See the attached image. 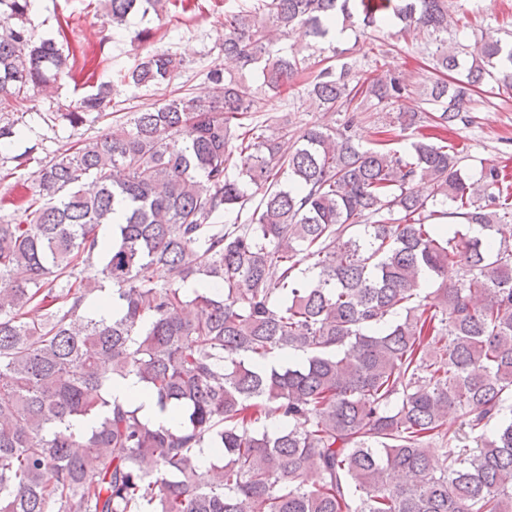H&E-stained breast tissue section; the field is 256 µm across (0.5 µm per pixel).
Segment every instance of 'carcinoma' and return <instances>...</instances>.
<instances>
[{"label":"carcinoma","mask_w":512,"mask_h":512,"mask_svg":"<svg viewBox=\"0 0 512 512\" xmlns=\"http://www.w3.org/2000/svg\"><path fill=\"white\" fill-rule=\"evenodd\" d=\"M351 1L364 37L397 22L434 36V109L403 106L410 84L388 62L351 86L350 63L316 68L281 43L354 26ZM33 6L0 0L5 144L30 93L74 68L37 37ZM96 9L118 30L163 4ZM449 18L448 0L224 11V60L273 93L305 72L322 111L351 113L289 151L288 127L244 123L257 97L218 67L204 98L132 112L49 160L14 156L38 168L25 219L0 224V512H512V186L489 168L477 190L443 136L480 86L512 91V49L486 32L464 52ZM181 68L152 52L121 78L158 86ZM109 94L47 119L104 118ZM370 99L396 108L409 150L355 142ZM129 376L180 428L111 399ZM79 419L90 429L75 432ZM203 448L216 458L205 474Z\"/></svg>","instance_id":"cac0c4a2"}]
</instances>
